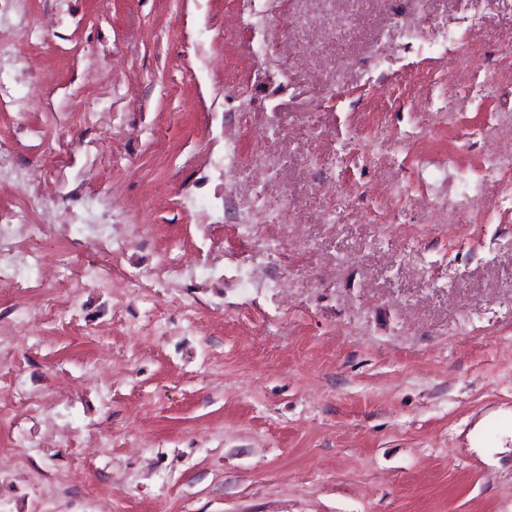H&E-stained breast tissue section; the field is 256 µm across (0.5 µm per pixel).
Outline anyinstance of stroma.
Masks as SVG:
<instances>
[{
    "label": "stroma",
    "instance_id": "obj_1",
    "mask_svg": "<svg viewBox=\"0 0 512 512\" xmlns=\"http://www.w3.org/2000/svg\"><path fill=\"white\" fill-rule=\"evenodd\" d=\"M483 2L466 31L462 0H31L50 27L0 24V209L60 213L53 253L77 215L127 225L129 270L224 266L158 328L115 280L22 333L0 286V512H512V166L482 180L512 151V0ZM62 137L67 181L26 187ZM251 257L276 287H243Z\"/></svg>",
    "mask_w": 512,
    "mask_h": 512
}]
</instances>
